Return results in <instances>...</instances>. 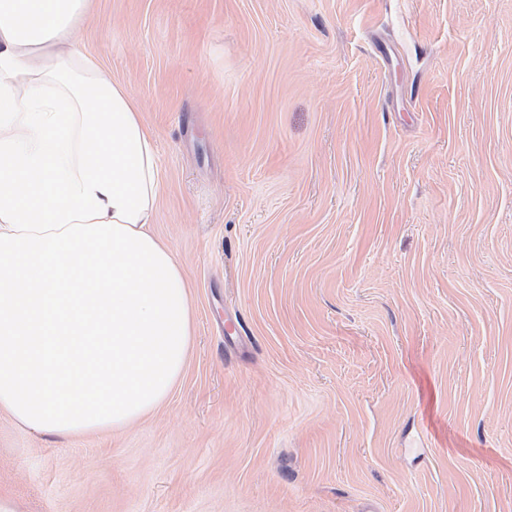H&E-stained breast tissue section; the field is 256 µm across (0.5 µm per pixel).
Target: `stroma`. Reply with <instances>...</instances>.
<instances>
[{"label":"stroma","mask_w":512,"mask_h":512,"mask_svg":"<svg viewBox=\"0 0 512 512\" xmlns=\"http://www.w3.org/2000/svg\"><path fill=\"white\" fill-rule=\"evenodd\" d=\"M190 285L145 419L0 412L16 512H512V0H90Z\"/></svg>","instance_id":"stroma-1"}]
</instances>
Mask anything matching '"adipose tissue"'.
Returning <instances> with one entry per match:
<instances>
[{
	"instance_id": "adipose-tissue-1",
	"label": "adipose tissue",
	"mask_w": 512,
	"mask_h": 512,
	"mask_svg": "<svg viewBox=\"0 0 512 512\" xmlns=\"http://www.w3.org/2000/svg\"><path fill=\"white\" fill-rule=\"evenodd\" d=\"M89 0H0V410L56 435L161 405L193 333L150 229L161 173L128 87L72 34Z\"/></svg>"
}]
</instances>
